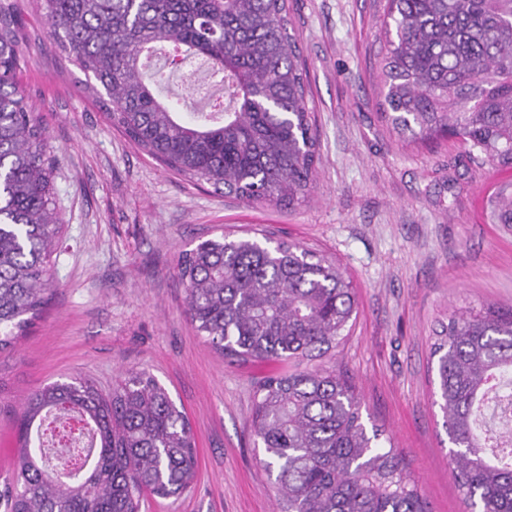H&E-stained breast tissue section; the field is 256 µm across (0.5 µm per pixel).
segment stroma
<instances>
[{
    "label": "stroma",
    "mask_w": 512,
    "mask_h": 512,
    "mask_svg": "<svg viewBox=\"0 0 512 512\" xmlns=\"http://www.w3.org/2000/svg\"><path fill=\"white\" fill-rule=\"evenodd\" d=\"M18 2L28 36L18 87L56 159L63 232L49 308L0 353V485L31 392L73 376L108 391L144 369L184 409L198 455L191 488L149 499L145 512H274L253 391L289 366L224 358L191 325L177 270L222 228H258L340 264L357 318L321 364L349 379L365 427L390 438L430 512H464L435 403L434 330L467 308L512 305V224L493 219L512 168L452 138L405 142L386 123V0H288L320 144L311 196L291 209L244 203L160 165L113 128L49 24Z\"/></svg>",
    "instance_id": "obj_1"
}]
</instances>
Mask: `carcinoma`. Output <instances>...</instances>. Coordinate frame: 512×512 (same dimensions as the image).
Here are the masks:
<instances>
[{
	"label": "carcinoma",
	"mask_w": 512,
	"mask_h": 512,
	"mask_svg": "<svg viewBox=\"0 0 512 512\" xmlns=\"http://www.w3.org/2000/svg\"><path fill=\"white\" fill-rule=\"evenodd\" d=\"M84 74L112 123L165 166L246 203L293 208L314 183L318 138L285 0H30ZM26 36L14 0H0V353L49 306L47 268L61 219L55 159L19 93ZM159 45L224 72V99L183 116L153 91L144 51ZM384 119L407 142L448 135L512 167V0H387L381 58ZM512 224V192L497 195ZM195 330L243 363L325 356L356 320L340 267L267 235L223 232L185 251ZM433 355L439 408L458 443L454 479L468 512H512V306L439 323ZM90 427L94 460L79 474L45 468L32 433ZM254 436L275 474L279 512H430L392 447L367 433L352 386L334 369L262 378ZM4 512H140L194 481L196 443L184 411L154 375L131 371L112 391L53 382L24 401Z\"/></svg>",
	"instance_id": "carcinoma-1"
}]
</instances>
